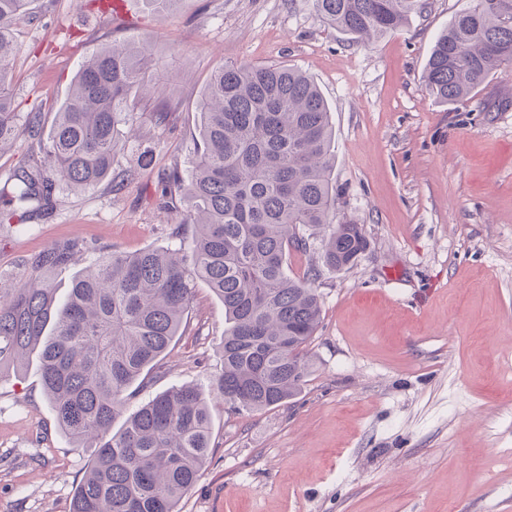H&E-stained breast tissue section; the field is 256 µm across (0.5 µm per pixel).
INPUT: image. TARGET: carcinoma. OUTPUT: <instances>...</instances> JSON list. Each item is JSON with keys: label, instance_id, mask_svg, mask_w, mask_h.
<instances>
[{"label": "carcinoma", "instance_id": "carcinoma-1", "mask_svg": "<svg viewBox=\"0 0 512 512\" xmlns=\"http://www.w3.org/2000/svg\"><path fill=\"white\" fill-rule=\"evenodd\" d=\"M29 0H0V149L18 138L9 56L13 28ZM324 22L356 39L381 38L421 12L423 0H314ZM153 49L110 46L81 63L55 112L40 157H23L6 204L10 216L41 211L63 186L77 190L125 176L112 173L120 127L135 132L133 87L162 96L171 79L151 71ZM512 64V0H472L435 41L426 90L457 105ZM200 122L188 175L173 168L161 205L186 203L171 229L189 254L166 248L113 252L71 281L56 303L54 272L71 249L52 246L36 274L0 278V375L38 351L43 393L61 430L92 448L71 512H178L205 466L211 416L202 393L173 386L127 411L134 385L169 352L205 283L224 304V364L214 385L235 411H259L301 392L322 302L310 265L287 274L321 233L322 264L353 266L369 248L363 225L336 223L330 109L317 84L285 64L227 65L197 103ZM126 415L122 427L112 423Z\"/></svg>", "mask_w": 512, "mask_h": 512}]
</instances>
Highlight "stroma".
<instances>
[{"label": "stroma", "instance_id": "obj_1", "mask_svg": "<svg viewBox=\"0 0 512 512\" xmlns=\"http://www.w3.org/2000/svg\"><path fill=\"white\" fill-rule=\"evenodd\" d=\"M33 0L10 56L21 117L49 134L80 63L130 40L172 75L171 116L135 99L139 136H119L104 183L56 190L51 206L0 226V274L76 242L55 274L108 251L178 248L181 199L161 206L172 170L191 168L200 91L219 67L305 70L331 109L337 218L363 224L369 250L323 271L321 322L303 389L235 412L212 386L224 363V306L198 284L170 354L135 396L197 387L211 412L209 458L180 512H512V66L469 102L427 92L436 37L470 0H425L399 31L366 44L325 24L313 0ZM91 458L59 429L29 353L0 376V512H70Z\"/></svg>", "mask_w": 512, "mask_h": 512}]
</instances>
